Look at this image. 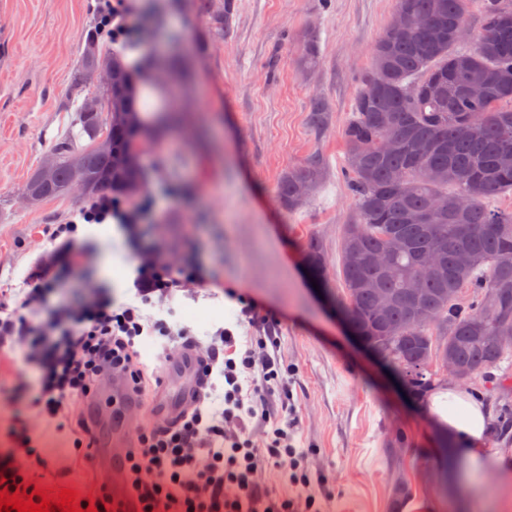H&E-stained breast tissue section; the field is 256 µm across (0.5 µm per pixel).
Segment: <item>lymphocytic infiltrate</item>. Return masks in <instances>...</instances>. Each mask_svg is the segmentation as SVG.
<instances>
[{
    "instance_id": "lymphocytic-infiltrate-1",
    "label": "lymphocytic infiltrate",
    "mask_w": 512,
    "mask_h": 512,
    "mask_svg": "<svg viewBox=\"0 0 512 512\" xmlns=\"http://www.w3.org/2000/svg\"><path fill=\"white\" fill-rule=\"evenodd\" d=\"M98 25L113 42L145 38V28L129 0H98ZM151 199L130 206L124 199L101 195L83 205L77 218L52 229L53 237L74 236L79 223H140ZM195 265H176L155 256L136 265L133 281L140 305L117 302L109 295L77 299L65 317L42 314L20 302L11 316L0 320L1 336L19 337L23 358L39 371L38 410L69 420L79 455L91 456L98 442L97 423L89 416L70 419L74 405L94 403L103 381L120 379L129 395L147 396L161 372L147 373L134 348L146 333L171 335L164 320L143 315L156 292L199 280ZM221 345H234L231 331L220 334ZM269 339L255 337V347L240 359L221 358V345L202 352L198 377L210 387L213 374L226 385L224 409L212 412L195 404L177 422L140 428L126 454V481L141 504L140 512H320V490L304 466L303 450L292 444L295 419L287 383ZM256 421L263 433L255 446L246 421ZM284 473L297 490L288 496L262 488L259 471Z\"/></svg>"
}]
</instances>
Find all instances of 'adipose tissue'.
Listing matches in <instances>:
<instances>
[{
  "label": "adipose tissue",
  "instance_id": "1",
  "mask_svg": "<svg viewBox=\"0 0 512 512\" xmlns=\"http://www.w3.org/2000/svg\"><path fill=\"white\" fill-rule=\"evenodd\" d=\"M424 411L428 420L457 444L464 470L512 476V452L488 447L492 416L466 387L453 382L436 386L425 397Z\"/></svg>",
  "mask_w": 512,
  "mask_h": 512
}]
</instances>
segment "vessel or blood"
<instances>
[{
    "label": "vessel or blood",
    "instance_id": "1",
    "mask_svg": "<svg viewBox=\"0 0 512 512\" xmlns=\"http://www.w3.org/2000/svg\"><path fill=\"white\" fill-rule=\"evenodd\" d=\"M198 355V348L188 344L170 357L163 367L161 386L153 390L147 400H128L119 394L110 400L113 416L120 419L112 431V496L122 501L125 512H135L136 505L125 493V455L132 434L124 417L126 413L136 412L152 424H168L177 420L200 392L197 381Z\"/></svg>",
    "mask_w": 512,
    "mask_h": 512
}]
</instances>
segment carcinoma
<instances>
[{"instance_id":"cac0c4a2","label":"carcinoma","mask_w":512,"mask_h":512,"mask_svg":"<svg viewBox=\"0 0 512 512\" xmlns=\"http://www.w3.org/2000/svg\"><path fill=\"white\" fill-rule=\"evenodd\" d=\"M480 12L471 47L460 50L454 34L468 23L472 8ZM208 16L211 29L224 33L232 0H193ZM395 15L375 43L370 68L362 75L352 115L344 130L345 165L356 202L352 221L343 226L336 273V306L369 340L385 341L384 361L396 372L402 362L417 369L407 381L417 392L435 384L432 364L448 357L470 376L494 380L493 371L512 357V347L494 339L500 323L512 325V209H500L495 198L512 192V0H397ZM113 64L99 54L95 34L84 43L68 97L96 99L99 111L89 119L85 104L76 109L77 131H69L50 151L54 169L41 180L34 169L28 182L42 201L68 195L76 186L87 193H132L140 187L138 164L152 122L133 111L134 72L122 66L121 88L103 87L84 94L96 68ZM166 80L147 79L142 89L153 100L148 112L181 121L179 71L164 67ZM480 84L485 97L471 98L466 87ZM112 137L113 150L97 147ZM398 140L388 153L382 143ZM87 139L89 143L80 144ZM325 169L317 157L285 172L277 186L280 203L290 211L322 184ZM460 196L467 209H456ZM445 201L431 211L436 199ZM430 215L422 224L412 220ZM407 241L392 249V235ZM380 251L392 252V272L370 263ZM466 251L469 264L457 265ZM433 252L438 267L422 282L423 294H409L422 255ZM305 260L315 280L327 284V261L316 239ZM470 288L471 301L457 298ZM392 297L379 310L378 293Z\"/></svg>"}]
</instances>
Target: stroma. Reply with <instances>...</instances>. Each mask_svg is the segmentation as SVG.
<instances>
[{"label":"stroma","mask_w":512,"mask_h":512,"mask_svg":"<svg viewBox=\"0 0 512 512\" xmlns=\"http://www.w3.org/2000/svg\"><path fill=\"white\" fill-rule=\"evenodd\" d=\"M96 6L97 0H0V317L15 310L57 251L49 228L85 202L74 193L26 206L17 192L72 127L76 107L65 96L81 35L97 23ZM133 7L149 44L125 45L122 53L161 59L176 51L183 95L207 109L189 113L181 132L143 146L141 190L170 195V211L138 225L133 246L106 224L76 237L71 253L92 260L74 266L44 308L64 312L92 286L133 301L132 276L103 278V260L125 267L136 254L168 249L279 319L275 355L288 369L294 445L324 481L322 512H512V484L497 474L464 489L455 485L422 401L404 398L401 381L389 379L387 367L347 334L335 292L315 291L304 259L315 237L329 268L339 264L340 232L355 212L343 129L396 0H233L220 38L208 36L207 20L190 0H135ZM310 42L319 62L308 69L299 55ZM316 97L329 106L319 129L309 116ZM314 156L325 162L324 181L287 210L277 196L279 179ZM151 299L146 314L185 330L202 349L221 328L232 331L240 352L261 333L244 322L240 306L226 304L223 288H176ZM20 360L19 345L0 339V448L16 447L17 419L30 415L42 458L28 472L30 483L87 497L97 471L110 469V425L99 427L98 456L78 459L72 434L34 415L33 388L19 386L34 374L16 372ZM423 465L436 471L434 482L419 479Z\"/></svg>","instance_id":"stroma-1"}]
</instances>
